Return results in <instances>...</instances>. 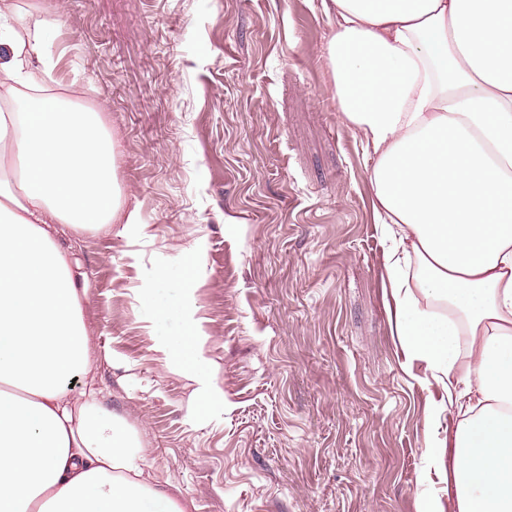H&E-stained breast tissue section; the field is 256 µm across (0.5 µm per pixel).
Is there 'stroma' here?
<instances>
[{
  "label": "stroma",
  "mask_w": 512,
  "mask_h": 512,
  "mask_svg": "<svg viewBox=\"0 0 512 512\" xmlns=\"http://www.w3.org/2000/svg\"><path fill=\"white\" fill-rule=\"evenodd\" d=\"M14 2L24 32L62 17L52 84L105 103L118 182L148 225L133 256L117 224L69 241L102 404L151 448L159 487L196 512H416L440 392L391 334L320 0ZM190 302L224 392L197 417L153 350L181 335Z\"/></svg>",
  "instance_id": "stroma-1"
}]
</instances>
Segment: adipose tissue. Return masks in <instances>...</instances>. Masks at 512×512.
<instances>
[{
	"mask_svg": "<svg viewBox=\"0 0 512 512\" xmlns=\"http://www.w3.org/2000/svg\"><path fill=\"white\" fill-rule=\"evenodd\" d=\"M329 73L359 138L388 246L393 336L425 385L423 455L437 486L418 512H512V0H321ZM0 0V512H188L95 386L89 284L58 241L118 222L115 141L96 111L39 87L62 18L21 37ZM160 361L204 407L219 393L194 310ZM453 427L442 428L445 415Z\"/></svg>",
	"mask_w": 512,
	"mask_h": 512,
	"instance_id": "ef3b65f1",
	"label": "adipose tissue"
}]
</instances>
